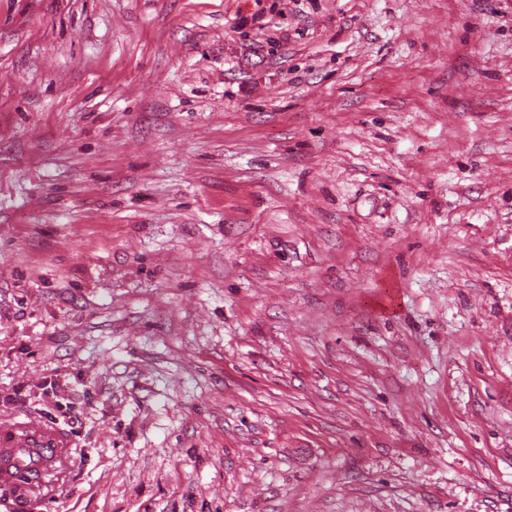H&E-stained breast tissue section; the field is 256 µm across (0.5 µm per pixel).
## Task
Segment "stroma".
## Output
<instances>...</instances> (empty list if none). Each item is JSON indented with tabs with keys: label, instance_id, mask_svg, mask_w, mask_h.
<instances>
[{
	"label": "stroma",
	"instance_id": "1",
	"mask_svg": "<svg viewBox=\"0 0 512 512\" xmlns=\"http://www.w3.org/2000/svg\"><path fill=\"white\" fill-rule=\"evenodd\" d=\"M30 419L0 512H512V0H0ZM0 445L8 448L4 457L3 448L0 460V486L9 485L14 491L15 500H25L28 497L29 486L19 488L13 483L10 473L13 469L29 468L39 476L49 470L59 458L60 449L68 448L66 436L59 430L38 421H26L0 431ZM20 448H43L40 461L33 463L20 454Z\"/></svg>",
	"mask_w": 512,
	"mask_h": 512
}]
</instances>
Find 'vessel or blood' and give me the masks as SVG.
I'll return each instance as SVG.
<instances>
[{"label": "vessel or blood", "mask_w": 512, "mask_h": 512, "mask_svg": "<svg viewBox=\"0 0 512 512\" xmlns=\"http://www.w3.org/2000/svg\"><path fill=\"white\" fill-rule=\"evenodd\" d=\"M68 445L63 433L38 421L20 422L0 430V446L8 450L0 458V485L11 484L10 473L17 468L29 467L34 472L45 473Z\"/></svg>", "instance_id": "1"}]
</instances>
